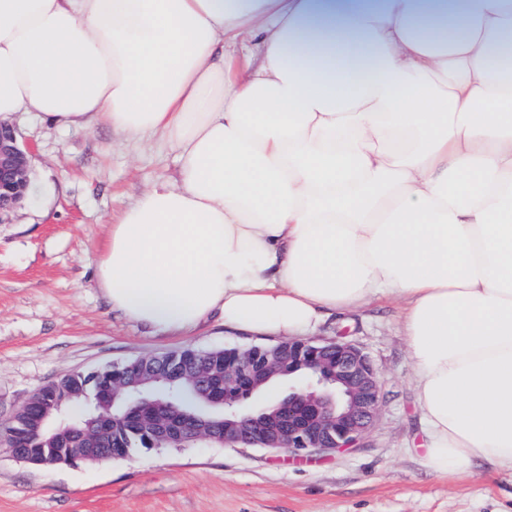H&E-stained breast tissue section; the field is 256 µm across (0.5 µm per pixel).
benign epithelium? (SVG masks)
<instances>
[{"label":"benign epithelium","instance_id":"obj_1","mask_svg":"<svg viewBox=\"0 0 512 512\" xmlns=\"http://www.w3.org/2000/svg\"><path fill=\"white\" fill-rule=\"evenodd\" d=\"M32 150L20 141L15 129L0 123V224L29 196ZM236 359L224 369L211 363L187 359L177 350L164 359H143L144 371L156 380L179 373H192L208 385L221 381L224 392L213 405H224V431L212 435L187 423H175L163 433L171 444L205 438L230 446H259L274 452L300 454L352 448L374 425L380 410L381 387L376 370L354 344L342 339L316 341L292 339L273 345L235 348ZM288 372L284 403L272 411L271 422L259 425L256 418L267 415V403L259 389L270 379ZM97 383L99 425L112 419L108 403L112 388L122 385L119 366L90 373ZM59 397L50 384L37 390L24 408L54 404ZM56 448H13L16 458L37 465H54Z\"/></svg>","mask_w":512,"mask_h":512}]
</instances>
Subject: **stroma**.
I'll return each instance as SVG.
<instances>
[{
    "label": "stroma",
    "mask_w": 512,
    "mask_h": 512,
    "mask_svg": "<svg viewBox=\"0 0 512 512\" xmlns=\"http://www.w3.org/2000/svg\"><path fill=\"white\" fill-rule=\"evenodd\" d=\"M11 124L35 152L32 198L0 224V428L39 387L74 371L260 344L215 320L186 336L151 332L114 312L97 283L112 217L175 177V152L34 112ZM339 336L370 356L382 384L379 418L356 447L292 457L200 439L126 461L39 468L0 446V512H512L511 472L478 464L451 481L426 468L399 305L328 316L314 334Z\"/></svg>",
    "instance_id": "obj_1"
}]
</instances>
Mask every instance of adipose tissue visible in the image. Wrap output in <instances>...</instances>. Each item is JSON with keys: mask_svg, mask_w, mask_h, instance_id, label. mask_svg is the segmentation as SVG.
<instances>
[{"mask_svg": "<svg viewBox=\"0 0 512 512\" xmlns=\"http://www.w3.org/2000/svg\"><path fill=\"white\" fill-rule=\"evenodd\" d=\"M159 138L113 310L298 336L403 305L425 465L512 471V0H0V121Z\"/></svg>", "mask_w": 512, "mask_h": 512, "instance_id": "1", "label": "adipose tissue"}]
</instances>
